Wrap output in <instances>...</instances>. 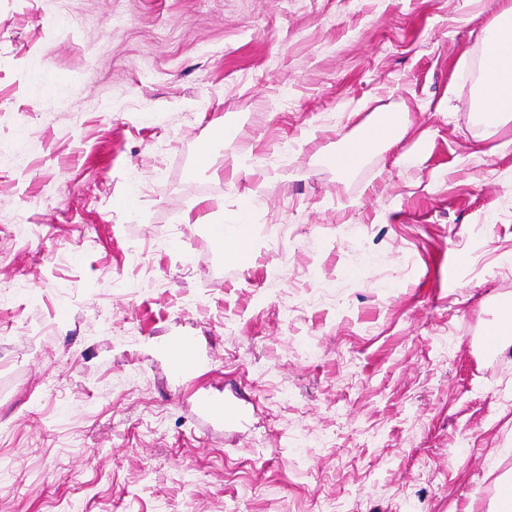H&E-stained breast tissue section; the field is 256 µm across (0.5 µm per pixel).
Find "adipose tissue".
<instances>
[{"label": "adipose tissue", "mask_w": 512, "mask_h": 512, "mask_svg": "<svg viewBox=\"0 0 512 512\" xmlns=\"http://www.w3.org/2000/svg\"><path fill=\"white\" fill-rule=\"evenodd\" d=\"M483 43L477 94L483 123L495 126L512 114V5L487 22Z\"/></svg>", "instance_id": "1"}]
</instances>
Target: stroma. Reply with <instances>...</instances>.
Here are the masks:
<instances>
[{
  "mask_svg": "<svg viewBox=\"0 0 512 512\" xmlns=\"http://www.w3.org/2000/svg\"><path fill=\"white\" fill-rule=\"evenodd\" d=\"M505 3L0 0V512H495L512 119L470 75ZM367 132H371V135H366ZM366 133L363 138L354 140L359 157L367 154L378 143H398L402 138V131L396 130L395 124L391 122L373 125ZM249 203L246 202L243 205L242 212L239 215L237 221L234 224H217L214 226V237H219L222 241H225V244L230 242L234 246H239L240 251L239 254H243L244 252V234L246 224L245 215L248 210ZM508 329V332L504 331ZM488 342L496 352H501L512 345V306L511 304L500 309L496 324L487 330ZM166 350L173 356L186 379L196 373L195 346L190 340L185 338L176 339Z\"/></svg>",
  "mask_w": 512,
  "mask_h": 512,
  "instance_id": "obj_1",
  "label": "stroma"
}]
</instances>
